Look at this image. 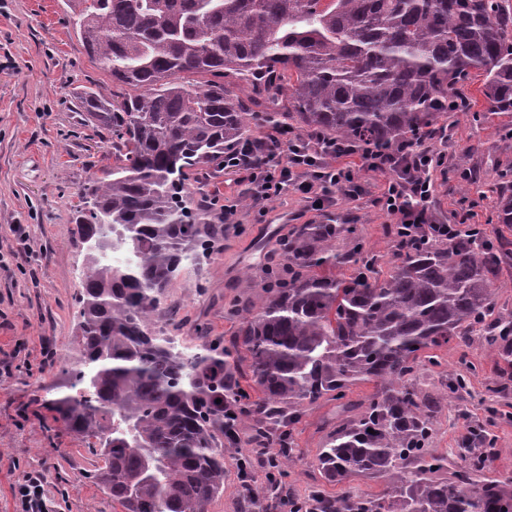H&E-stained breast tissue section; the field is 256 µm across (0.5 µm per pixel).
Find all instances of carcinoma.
<instances>
[{
	"instance_id": "obj_1",
	"label": "carcinoma",
	"mask_w": 512,
	"mask_h": 512,
	"mask_svg": "<svg viewBox=\"0 0 512 512\" xmlns=\"http://www.w3.org/2000/svg\"><path fill=\"white\" fill-rule=\"evenodd\" d=\"M88 55L136 94L116 104L99 92L80 108L109 130L118 163L82 196L81 240L102 226L129 256L86 254L78 380L49 403L54 421L92 441L95 470L122 512H207L224 488V445L272 448L289 459L287 428L306 409L350 387L376 391L341 405L317 468L329 485L381 479L378 495L317 489L292 512H512V480L490 461L428 448L442 400L420 387L419 367L452 339L497 352L512 379V315H493L512 241L481 230L448 242L390 229L392 272L374 276L354 224H295L258 273L259 305L233 299L225 342L200 330L181 351L152 331L160 295L188 253L217 251L224 225L196 224L184 206L191 171L224 168L252 137L250 123L320 131L361 150L433 138L436 114L456 111L458 86L484 77L491 112H512L509 0H65ZM187 75L208 77L198 84ZM242 84L246 111L230 84ZM497 221L512 226V185ZM354 239L349 250L337 243ZM352 267L339 277L333 270ZM468 380L450 376L458 399ZM249 423L239 436L227 427ZM373 432H367V429Z\"/></svg>"
}]
</instances>
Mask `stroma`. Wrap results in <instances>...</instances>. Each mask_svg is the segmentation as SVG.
<instances>
[{"instance_id": "stroma-1", "label": "stroma", "mask_w": 512, "mask_h": 512, "mask_svg": "<svg viewBox=\"0 0 512 512\" xmlns=\"http://www.w3.org/2000/svg\"><path fill=\"white\" fill-rule=\"evenodd\" d=\"M483 76L473 73L459 90L469 103L464 112L439 118L442 134L424 147L440 155L433 170L429 214L440 224L460 219L480 225L486 240H512V227L497 223L493 189L512 182V116L489 115ZM99 91L120 100L129 87L115 83L92 61L74 32L64 0H0V249L15 248L11 225H26L34 261L0 269V512H15L11 487L27 472L43 471L54 512H120L93 480L99 459L87 441L54 423L48 403L63 371L77 367L76 340L81 320V282L86 270L77 205L94 174L115 165L111 134L85 123L79 96ZM352 171L358 197L331 188L324 211L311 210L298 193L268 201L265 216L241 203V173L198 170L190 175L188 205L207 222L224 227L218 252L182 265L161 298L174 319L164 326L186 349L198 343L200 327L211 339L227 336L236 319L228 309L234 297L259 303L254 277L265 254L295 224H354L362 242L381 254L379 278L388 277V231L395 224L381 196L393 172L367 169L361 153L336 161ZM239 199L234 215L227 201ZM50 358H43V348ZM439 363L424 367L418 382L441 392L449 375H467L463 400L441 402L433 416L430 448L457 464L466 446L491 451V476L512 478V380L494 371V356L480 346L456 343L438 349ZM335 401L322 400L295 424L293 460L280 480L299 500L322 486L317 455L330 432ZM252 448L224 451V489L207 512H265L264 501L248 503L236 462L256 458Z\"/></svg>"}]
</instances>
